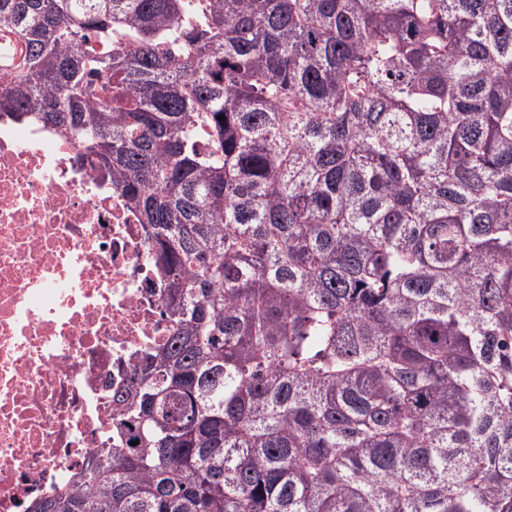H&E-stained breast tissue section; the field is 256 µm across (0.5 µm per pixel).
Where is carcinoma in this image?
<instances>
[{"label":"carcinoma","instance_id":"1","mask_svg":"<svg viewBox=\"0 0 512 512\" xmlns=\"http://www.w3.org/2000/svg\"><path fill=\"white\" fill-rule=\"evenodd\" d=\"M188 11L0 0V117L122 187L173 323L23 512H512V0ZM22 38L9 25L0 24V88L8 85L13 69L26 59Z\"/></svg>","mask_w":512,"mask_h":512}]
</instances>
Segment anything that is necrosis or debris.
Here are the masks:
<instances>
[{
    "mask_svg": "<svg viewBox=\"0 0 512 512\" xmlns=\"http://www.w3.org/2000/svg\"><path fill=\"white\" fill-rule=\"evenodd\" d=\"M148 233L77 141L0 118V512L112 446L113 394L171 334Z\"/></svg>",
    "mask_w": 512,
    "mask_h": 512,
    "instance_id": "4bbe7bcc",
    "label": "necrosis or debris"
}]
</instances>
